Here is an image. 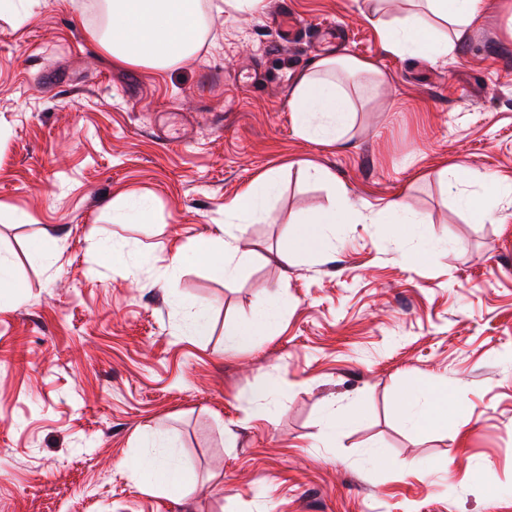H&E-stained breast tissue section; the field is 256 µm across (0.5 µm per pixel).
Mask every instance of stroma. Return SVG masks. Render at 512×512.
Segmentation results:
<instances>
[{
  "label": "stroma",
  "instance_id": "35a3bbf8",
  "mask_svg": "<svg viewBox=\"0 0 512 512\" xmlns=\"http://www.w3.org/2000/svg\"><path fill=\"white\" fill-rule=\"evenodd\" d=\"M487 3L434 63L384 51L365 0H266L256 17L210 12L196 54L154 70L92 38L103 0H15L23 21L0 16V255L24 296H0V512H512V193L490 223L461 205L470 186L438 177L512 179V36ZM283 4L292 42L271 21ZM325 55L387 78L337 145L301 136L289 106ZM270 172L240 274L169 273ZM338 185L348 223L281 262ZM399 200L426 223H387ZM268 294L263 336L225 347ZM413 385L447 389V426L398 409ZM146 432L175 439L180 493L150 489ZM439 176L445 181L448 189L452 190L462 184H476L485 188L489 196L497 195L499 192L512 190V184L503 183L495 179L490 180L489 176L473 168H466L459 165L446 166L440 170Z\"/></svg>",
  "mask_w": 512,
  "mask_h": 512
}]
</instances>
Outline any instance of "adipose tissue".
<instances>
[{
    "label": "adipose tissue",
    "mask_w": 512,
    "mask_h": 512,
    "mask_svg": "<svg viewBox=\"0 0 512 512\" xmlns=\"http://www.w3.org/2000/svg\"><path fill=\"white\" fill-rule=\"evenodd\" d=\"M388 0H374L365 19L376 28L385 51L419 55L429 60L447 56L453 44L447 27L462 29L475 24L486 11L485 0H418V12L392 21L381 20ZM108 26L96 32L99 45L113 59L137 66L164 70L192 57L207 30L200 0H106ZM380 86L383 73L374 62L351 56H321L294 81L291 110L299 132L308 140L327 144L343 141L353 128L359 106L346 88L352 78ZM276 189L274 177L252 184L230 206V212L253 221L263 220L266 203ZM344 205L328 207L299 218L292 229V252L320 253L325 249V230L344 223ZM193 251L218 278L239 274L248 257L237 240L215 235L197 240ZM402 412L416 426L447 419L452 403L446 392L431 390L424 404H417L412 390L399 398ZM166 438L143 441V465L153 485L164 488L177 483L180 464L174 458L158 459L157 449L168 447Z\"/></svg>",
    "instance_id": "adipose-tissue-1"
}]
</instances>
